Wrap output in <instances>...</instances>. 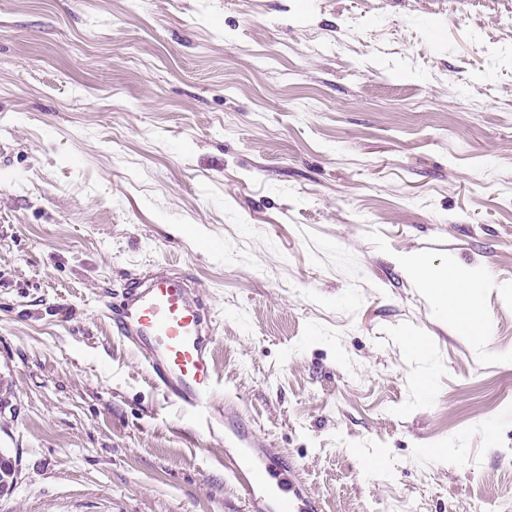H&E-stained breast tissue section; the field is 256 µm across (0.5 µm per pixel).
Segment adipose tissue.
<instances>
[{
  "label": "adipose tissue",
  "mask_w": 512,
  "mask_h": 512,
  "mask_svg": "<svg viewBox=\"0 0 512 512\" xmlns=\"http://www.w3.org/2000/svg\"><path fill=\"white\" fill-rule=\"evenodd\" d=\"M408 267L427 294L470 335L486 340L488 326L479 312V283L456 267L435 271L428 264L415 259Z\"/></svg>",
  "instance_id": "1"
}]
</instances>
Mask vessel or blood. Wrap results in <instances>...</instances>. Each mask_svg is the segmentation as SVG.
<instances>
[{
    "instance_id": "b4317fda",
    "label": "vessel or blood",
    "mask_w": 512,
    "mask_h": 512,
    "mask_svg": "<svg viewBox=\"0 0 512 512\" xmlns=\"http://www.w3.org/2000/svg\"><path fill=\"white\" fill-rule=\"evenodd\" d=\"M103 306L164 397L202 426L223 423L224 467L235 476L249 512H319L318 498L302 489L285 453L247 437L246 422L225 407L214 360V319L189 276L155 266L128 278L119 302Z\"/></svg>"
}]
</instances>
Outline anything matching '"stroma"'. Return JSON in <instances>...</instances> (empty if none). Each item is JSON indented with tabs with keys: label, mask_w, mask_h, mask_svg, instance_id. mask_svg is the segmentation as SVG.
Returning <instances> with one entry per match:
<instances>
[{
	"label": "stroma",
	"mask_w": 512,
	"mask_h": 512,
	"mask_svg": "<svg viewBox=\"0 0 512 512\" xmlns=\"http://www.w3.org/2000/svg\"><path fill=\"white\" fill-rule=\"evenodd\" d=\"M151 264L323 512H512V0H0V512H247L101 312ZM407 265L427 294L474 338L485 341L488 326L478 307L479 282L454 266L436 272L421 260H409Z\"/></svg>",
	"instance_id": "35a3bbf8"
}]
</instances>
